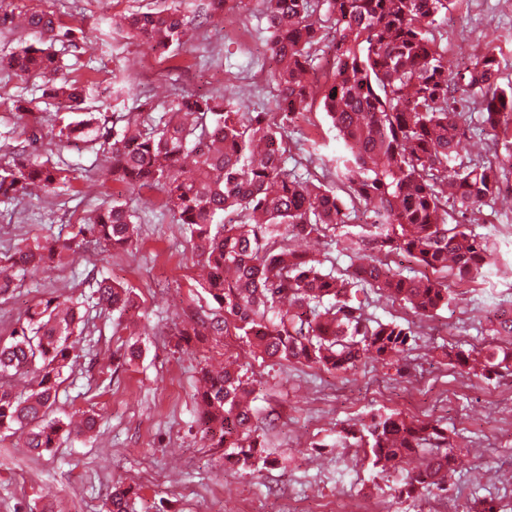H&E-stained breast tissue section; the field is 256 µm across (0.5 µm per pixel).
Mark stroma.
Returning <instances> with one entry per match:
<instances>
[{
    "label": "stroma",
    "instance_id": "1",
    "mask_svg": "<svg viewBox=\"0 0 512 512\" xmlns=\"http://www.w3.org/2000/svg\"><path fill=\"white\" fill-rule=\"evenodd\" d=\"M15 10H53L81 28L75 54L65 55L66 77L91 85L87 112H161L168 90L224 93L251 112L280 121L265 17L257 0H237L231 18L212 17L197 38L165 59L152 43L114 32L112 15L156 8L159 0H0ZM447 45L449 73L464 65L456 44L468 35L469 51L499 50L502 81H512V9L500 0H459L433 24ZM125 75L136 91L112 99V77ZM40 78L0 68V155L23 145L26 133L14 105L40 97ZM288 169L306 171L307 154L331 159L339 147L319 106L285 124ZM37 160L86 170L56 192H33L20 204L0 201V261L34 239L69 236L83 218L112 200L142 217L136 254L96 250L52 268L13 271L0 295V338H9L25 312L58 295L90 294L87 275H108L133 288L140 304L127 319L89 308L78 361L60 388L57 415H95L91 440L68 439L36 456L15 436L0 437V512H108L113 482L140 488L138 512H339L342 501H392L400 480L379 473L354 449L333 447L337 430L373 411L429 415L457 432L456 475L443 500L406 501L402 512H455L473 497L512 501V371L486 382L442 364L439 346L483 347L484 317L512 301V188L485 208L475 233L488 236L497 265L465 285L438 315L419 320L400 302L359 293L367 313L418 326L413 350L384 365L372 360L345 373L315 365L255 357L244 339L229 334L177 348L171 328L183 312L208 305L196 284L191 246L164 205L161 193L135 194L106 178L107 154L82 144L44 138ZM138 323L142 355L129 360L128 321ZM232 362L249 382L258 425L266 432L275 465L228 469L224 449L203 439L196 423V373L204 365ZM327 441L316 449L317 441Z\"/></svg>",
    "mask_w": 512,
    "mask_h": 512
}]
</instances>
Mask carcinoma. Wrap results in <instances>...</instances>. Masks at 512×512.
Here are the masks:
<instances>
[{
    "mask_svg": "<svg viewBox=\"0 0 512 512\" xmlns=\"http://www.w3.org/2000/svg\"><path fill=\"white\" fill-rule=\"evenodd\" d=\"M230 0H203L196 17L207 21L230 9ZM268 19L267 46L274 64L278 108L284 120L308 111L320 99L343 152L322 166V175L301 178L284 167L281 126L265 112H245L222 94L187 93L165 112H120L111 120L77 112L86 87L60 75L55 43L79 47L82 29L65 26L53 12L31 11L24 22L48 38L11 56L16 75L43 80L42 97L72 109L57 137L107 147L112 181L159 191L182 231L189 234L196 263L206 270L199 287L211 305L183 313L174 335L188 344L230 330L263 359L318 365L346 372L366 359H386L411 349L417 333L408 324L370 317L357 293L373 288L421 318L448 308L456 292L448 283L476 278L494 264L485 237L469 229L481 221L512 175V83H500L494 51L474 56L454 75L444 64L446 47L430 26L456 0H327L333 33L311 20L314 0H259ZM112 27L152 42L165 57L190 41L185 16L175 6L112 18ZM327 42L328 68L314 70L313 47ZM480 107L493 154L459 158L466 136V108ZM28 117L29 147L0 166V197L20 199L39 188L48 193L70 180L71 169L39 162L32 151L44 138L43 120L32 101L18 105ZM369 212L365 233L346 232L335 241L361 254L353 271H322L321 261L294 248L299 237L343 227L359 206ZM137 217L115 200L97 210L69 238L36 239L12 256L14 267H45L101 247L131 252ZM397 253L424 268L420 274L394 270L385 257ZM89 296L108 314L137 309L132 289L109 277L97 279ZM80 302L55 297L28 308L9 341L0 339V432L19 433L29 452L40 455L62 438L87 436L92 415L52 417L63 374L76 363L75 331ZM481 377L491 381L512 368V303L486 315ZM443 355L470 373V351ZM197 424L215 448H230L227 463L251 468L270 462L249 406L252 390L240 371L199 370ZM354 445L368 448L374 464L388 472L426 450L425 465L407 474L398 499L416 501L448 492L455 477L456 444L433 419L373 412ZM139 488L118 482L109 494L110 512H129Z\"/></svg>",
    "mask_w": 512,
    "mask_h": 512,
    "instance_id": "cac0c4a2",
    "label": "carcinoma"
}]
</instances>
